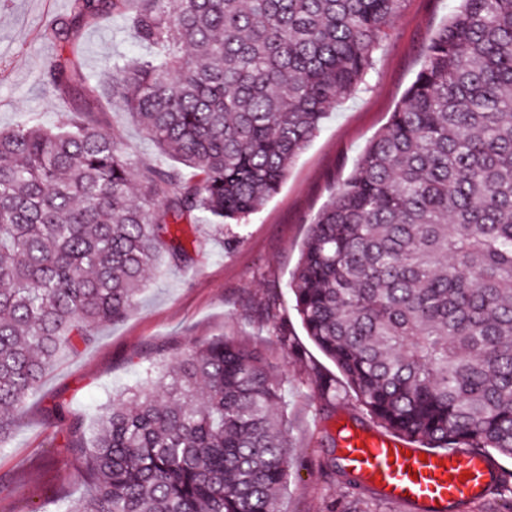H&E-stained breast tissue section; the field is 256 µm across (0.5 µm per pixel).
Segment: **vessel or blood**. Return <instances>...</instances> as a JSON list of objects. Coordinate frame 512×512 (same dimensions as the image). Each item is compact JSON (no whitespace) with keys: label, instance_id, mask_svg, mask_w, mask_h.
I'll list each match as a JSON object with an SVG mask.
<instances>
[{"label":"vessel or blood","instance_id":"b4317fda","mask_svg":"<svg viewBox=\"0 0 512 512\" xmlns=\"http://www.w3.org/2000/svg\"><path fill=\"white\" fill-rule=\"evenodd\" d=\"M338 461L391 503L411 512H450L455 504L487 496L496 482L489 462L469 449L432 451L399 439L342 425Z\"/></svg>","mask_w":512,"mask_h":512}]
</instances>
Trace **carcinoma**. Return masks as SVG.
<instances>
[{"mask_svg":"<svg viewBox=\"0 0 512 512\" xmlns=\"http://www.w3.org/2000/svg\"><path fill=\"white\" fill-rule=\"evenodd\" d=\"M404 0H73L46 72L127 111L176 167L140 171L91 107L0 131V409L124 319L170 229L241 224L366 83ZM388 125L317 215L289 288L361 405L429 448L512 458V0H460ZM127 17L149 58L100 77L81 26ZM192 170L183 175L181 168ZM280 380L218 336L113 398L86 437L90 493L60 512H275L291 467Z\"/></svg>","mask_w":512,"mask_h":512,"instance_id":"obj_1","label":"carcinoma"}]
</instances>
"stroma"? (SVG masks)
<instances>
[{"label": "stroma", "mask_w": 512, "mask_h": 512, "mask_svg": "<svg viewBox=\"0 0 512 512\" xmlns=\"http://www.w3.org/2000/svg\"><path fill=\"white\" fill-rule=\"evenodd\" d=\"M456 7L457 0H405L366 85L337 105L265 206L232 236L201 221L181 225L190 260L157 258L129 314L97 327L92 345L62 355L0 451V512H56L62 500L86 496L89 483L73 477L81 463L71 450L70 422L92 428L98 408L141 384L146 368L218 335L259 350L282 380L292 474L276 512H400L369 490L346 488L337 475V420L376 432L381 426L307 336L288 281L312 220L386 126L421 68L427 41ZM71 11V0H0V130L26 115L50 126L60 112L92 103L87 90L64 100L42 80L60 54L52 30ZM148 53L121 16L79 32L77 59L92 76ZM95 118L143 165L168 164L128 113L107 106ZM323 380L335 384V400L321 398Z\"/></svg>", "instance_id": "obj_1"}]
</instances>
